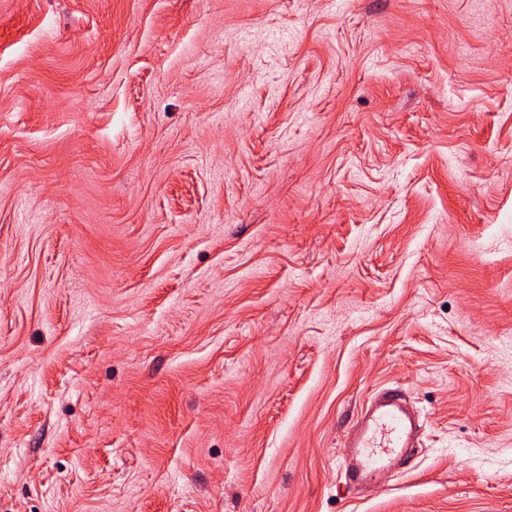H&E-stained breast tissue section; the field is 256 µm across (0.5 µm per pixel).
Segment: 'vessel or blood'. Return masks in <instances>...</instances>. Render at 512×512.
I'll return each instance as SVG.
<instances>
[{
    "label": "vessel or blood",
    "mask_w": 512,
    "mask_h": 512,
    "mask_svg": "<svg viewBox=\"0 0 512 512\" xmlns=\"http://www.w3.org/2000/svg\"><path fill=\"white\" fill-rule=\"evenodd\" d=\"M417 433V420L403 404L398 390L376 394L342 450L339 468L346 481L361 482L388 470L413 447Z\"/></svg>",
    "instance_id": "1"
}]
</instances>
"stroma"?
<instances>
[{
	"instance_id": "obj_1",
	"label": "stroma",
	"mask_w": 512,
	"mask_h": 512,
	"mask_svg": "<svg viewBox=\"0 0 512 512\" xmlns=\"http://www.w3.org/2000/svg\"><path fill=\"white\" fill-rule=\"evenodd\" d=\"M0 512H512V0H0ZM418 423L397 389H386L371 400L344 444L339 468L346 481L357 483L388 470L412 448Z\"/></svg>"
}]
</instances>
